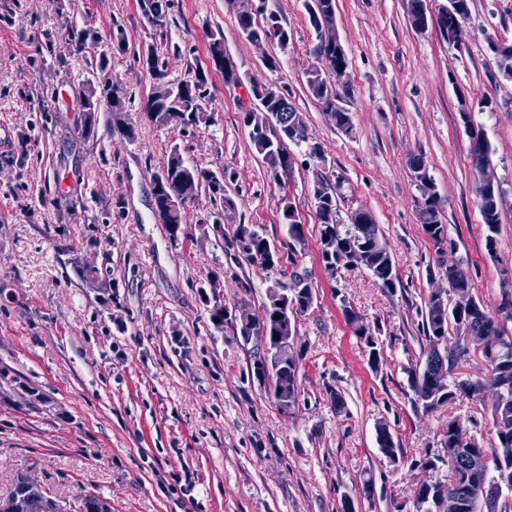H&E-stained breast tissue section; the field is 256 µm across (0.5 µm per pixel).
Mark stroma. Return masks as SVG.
<instances>
[{
  "label": "stroma",
  "instance_id": "35a3bbf8",
  "mask_svg": "<svg viewBox=\"0 0 512 512\" xmlns=\"http://www.w3.org/2000/svg\"><path fill=\"white\" fill-rule=\"evenodd\" d=\"M279 11L287 49L247 40L236 0H171L166 30L141 17L137 0H0V124L14 131L0 151V505L18 475H31L70 504L100 496L112 512H415L421 481L444 482L450 420L477 421L490 446L492 393L429 413L414 411L407 371L425 339L419 311L445 279L418 221L420 190L409 170L422 158L442 221L472 293L488 309L512 269V79L499 74L492 44H512V0H470L465 39L453 46L408 20L405 0H336V34L349 66L353 129L339 132L306 90L319 65L303 0H268ZM100 43L74 51L71 25ZM243 78L286 88L310 141L326 160L298 162L275 182L251 146L241 117L243 89L208 67L210 36ZM122 33L124 49L112 46ZM155 51L171 81L207 72L208 123L188 130L147 120L156 83L139 59ZM120 82L134 139L100 124L80 140L78 92L98 54ZM279 71L267 68L270 57ZM472 123L491 146L500 226L488 246L468 157ZM214 171H234L225 194V235L247 224L287 238L279 202L290 195L304 224L294 263L266 271L236 267L223 237L172 243L152 212L153 176L171 147ZM339 183L341 218L367 208L389 246L402 286L378 288L363 267L323 265L312 185ZM96 269L79 277L75 265ZM224 274V303L254 286L262 304L274 280L308 274L313 307L296 319L299 396L282 411L248 375L250 345L217 331L199 300L206 274ZM380 328L382 364L372 369L344 306ZM401 451L384 457L376 427Z\"/></svg>",
  "mask_w": 512,
  "mask_h": 512
}]
</instances>
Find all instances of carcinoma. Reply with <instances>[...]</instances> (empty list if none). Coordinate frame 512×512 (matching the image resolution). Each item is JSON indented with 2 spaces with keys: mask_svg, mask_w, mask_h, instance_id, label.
<instances>
[{
  "mask_svg": "<svg viewBox=\"0 0 512 512\" xmlns=\"http://www.w3.org/2000/svg\"><path fill=\"white\" fill-rule=\"evenodd\" d=\"M457 7L448 15H440V37L453 43V27L455 23L469 16L468 0H455ZM137 5L142 18L146 21H155L156 27L163 29L168 21V0H137ZM305 8L309 15L310 24L315 33L316 44L313 53L317 58H325L328 71L312 72L306 81L308 93L316 99L325 110L326 114L335 122L337 129L347 133L352 126V117L349 110V97L345 93L336 90V69L347 70L348 57L342 43L327 44L322 40L321 25L329 20V16L336 14V0H305ZM263 22L256 21L254 12L247 4L241 5L237 11V22L241 33L252 42L270 41L281 48L288 46L290 36L288 30L281 22V17L275 10L262 11ZM101 36L88 28L77 29L70 27L67 32L66 42L80 50L87 43L97 44ZM151 65L148 73L158 82L155 95L148 101L146 115L150 122L157 125H178L186 130L190 127H198L209 120L204 100L206 77L197 74L188 81L173 83L167 80L166 72L159 65L158 57L154 52H149ZM249 92L256 108L243 109L241 119L249 128L250 142L265 164L267 171L273 179L281 182L288 178V172L284 171V147L291 141L286 126L278 130L270 129L268 118L270 114L279 112L290 95L276 88L275 85L249 80ZM108 93V84L96 88L91 84H85L81 98L82 121L77 128V134L84 140H90L98 135L100 123V111L94 107L93 99H104ZM107 125L109 129L118 131L123 137L132 139L135 136V128L125 119V104L119 102L107 113ZM419 168H410L414 180L418 183L421 199L416 201L419 223L428 238L433 242L435 249L446 253L442 249V238L448 235L447 225L443 224L438 209V196L424 161L416 158ZM191 179L196 185L208 194L211 202L216 206L230 204V199L224 196V184L232 179V173L223 169L216 173L208 168L192 163L183 156L179 147L170 150L167 162L161 170L158 180L153 182L154 200L170 199L178 196L184 180ZM476 193L480 200V209L484 224L487 227V243L494 247V234L498 232L500 216L497 206V191L494 188H485L476 185ZM313 198L315 201V214L320 226V244L322 259L326 268L337 271L336 261L330 251L336 248H364L366 252V264L364 268L371 274L380 288L388 293L394 291L400 285V278L395 264L378 224L371 212L363 207L351 212L349 223H341L339 209L336 201V189L320 174L316 175L313 186ZM184 209L174 212H163L158 219L165 224L169 237L178 241L180 237L187 236L186 223L183 222ZM280 223L287 226L288 237L297 242H304L303 228L296 219V208L293 198L285 194L279 203ZM226 249L230 251L229 259L237 266L242 263L257 264L265 270L283 267L284 261H292L291 257H283V254H274L275 244L254 228L244 224L237 225L232 236L226 240ZM242 296L234 302V308L238 312L246 313L252 309L253 289L248 278L239 279ZM224 281L217 272L207 275L204 286L200 287V298L210 312V320L214 326L222 331L224 325H233L239 329L242 336H257L265 343L275 344V336L278 332L280 319L277 315L288 310L296 315L306 312L312 307L315 300V290L312 282L303 275L295 274L288 283L278 282L276 288L285 293L287 309L273 308L270 301L262 303L263 314H251L245 319L241 316L229 317L214 309L213 303L223 290ZM501 309L492 313L479 300H474L471 306L457 309L435 299L434 294H429L424 300L422 315V333L425 338L427 350L423 352L425 359L413 366L408 371V385L413 394L411 403L414 409L429 412L438 407L451 403L458 397L471 400L479 399V393L490 385L500 394L499 402L492 405V420L496 433V445L501 448H512V336L505 330L498 318ZM355 336L363 341L369 349V361L372 367L379 365L380 358L376 352L375 334L379 328L372 327L368 322H362L356 317L349 318ZM456 333V339L464 344L463 353L469 352L467 347L468 337L490 335L492 333L504 340L505 349L501 352L492 351L483 353V357L490 364L491 377L488 383L461 380L455 389H443L436 378L432 364L436 362V348L448 345V334ZM248 372L256 379L259 374H268V393L271 397H277V392L283 387H292L298 382L299 364H281L266 370L257 356H251ZM379 450L386 457L393 459L397 456L399 448L392 435L376 434ZM491 452L489 448L473 446L461 448L457 452V467L452 470L454 478L466 484L473 492L483 485L496 481L504 476L508 477V487L504 492L512 495V457L502 459L495 458L494 467L490 471L484 469L473 470L467 462L470 458ZM59 500L53 499L46 504V508L34 507L29 502L25 492V478L17 477L15 487L5 506L0 507V512H56L55 506ZM78 512H111L109 503L96 495H88L81 499Z\"/></svg>",
  "mask_w": 512,
  "mask_h": 512,
  "instance_id": "obj_1",
  "label": "carcinoma"
}]
</instances>
